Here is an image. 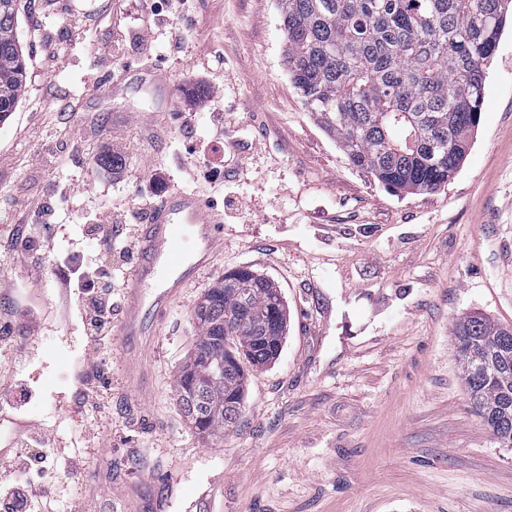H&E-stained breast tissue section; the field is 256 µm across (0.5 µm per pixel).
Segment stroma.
I'll return each mask as SVG.
<instances>
[{
    "instance_id": "35a3bbf8",
    "label": "stroma",
    "mask_w": 512,
    "mask_h": 512,
    "mask_svg": "<svg viewBox=\"0 0 512 512\" xmlns=\"http://www.w3.org/2000/svg\"><path fill=\"white\" fill-rule=\"evenodd\" d=\"M80 20L89 40L58 20ZM26 91L0 123V225L50 202L35 242L50 262L14 260L0 236V388L20 386L0 448L34 434L79 453L57 471L56 510L95 490L106 512H512V447L470 403L453 326L479 313L512 326V27L489 68L478 130L461 170L433 193L393 192L352 167L288 77L276 0H190L180 18L138 0H20ZM112 48L111 68L97 47ZM164 68V83L147 73ZM123 93H108L106 80ZM194 84L207 86L188 97ZM224 114V175L200 179ZM164 124L155 141L145 129ZM81 129L88 140L72 147ZM121 157L119 168L99 165ZM182 188L224 205V244L159 322L144 390L122 382L127 343L104 340L65 288L93 250L76 213L132 209ZM251 266L288 305L274 365L251 370L236 423L200 434L175 390L199 336L194 311L225 271ZM103 354V404H83L81 365Z\"/></svg>"
}]
</instances>
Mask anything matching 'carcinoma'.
I'll use <instances>...</instances> for the list:
<instances>
[{
    "label": "carcinoma",
    "mask_w": 512,
    "mask_h": 512,
    "mask_svg": "<svg viewBox=\"0 0 512 512\" xmlns=\"http://www.w3.org/2000/svg\"><path fill=\"white\" fill-rule=\"evenodd\" d=\"M0 0V122L26 89L16 3ZM288 74L349 163L403 193L435 192L469 153L488 68L512 0H278ZM199 340L176 380L201 433L233 424L247 366L278 358L287 326L279 289L249 266L224 273L196 308ZM465 389L512 446V327L456 321Z\"/></svg>",
    "instance_id": "cac0c4a2"
}]
</instances>
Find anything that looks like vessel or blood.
Returning a JSON list of instances; mask_svg holds the SVG:
<instances>
[{
	"label": "vessel or blood",
	"mask_w": 512,
	"mask_h": 512,
	"mask_svg": "<svg viewBox=\"0 0 512 512\" xmlns=\"http://www.w3.org/2000/svg\"><path fill=\"white\" fill-rule=\"evenodd\" d=\"M223 241V218L208 199L179 188L163 197L141 226L138 253L125 277L121 334L132 341L153 335L183 289L213 264Z\"/></svg>",
	"instance_id": "1"
}]
</instances>
